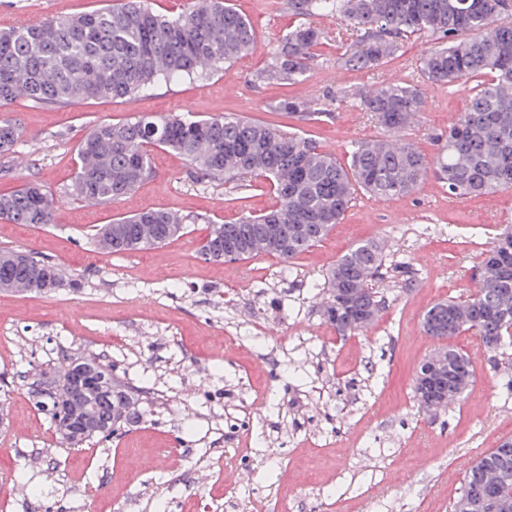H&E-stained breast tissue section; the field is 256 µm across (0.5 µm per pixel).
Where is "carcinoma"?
<instances>
[{
	"mask_svg": "<svg viewBox=\"0 0 512 512\" xmlns=\"http://www.w3.org/2000/svg\"><path fill=\"white\" fill-rule=\"evenodd\" d=\"M299 16L344 17L358 32L338 57L347 69L379 66L405 39L431 33L443 43L421 59L428 80L454 87L479 79L464 112L442 136L429 160L412 144L388 138L354 145L342 163L296 131L271 128L233 114L196 119L155 115L135 122L96 125L76 148V186L82 198L111 202L131 192L152 172L153 148L182 155L226 182L262 176L278 195L276 209L229 224H212L199 247L209 261L246 260L258 253L297 256L340 222L356 188L379 197L408 195L435 169L448 194L467 197L512 188V0H290ZM255 44L247 18L227 0H190L176 17L154 12L143 0L76 17L48 18L0 31V105L18 97L38 104L89 98H125L161 82L208 75L246 57ZM322 44L320 30L304 22L282 40L265 76L297 84L309 77ZM391 134L419 111L421 94L409 84H388L360 97ZM21 129L0 119V154L12 150ZM55 201L47 190L26 184L0 195V220L53 223ZM183 218L166 209L119 217L95 230L94 239L113 253L157 247L184 233ZM383 244L353 246L327 272L329 300L322 315L340 336L365 329L385 308L372 281L382 275ZM49 292L73 286L53 264L31 252L0 253V290ZM424 332L439 339L473 332L490 353L512 344V227L503 230L482 263V282L465 300L450 297L423 317ZM74 369L92 368L100 380L91 391L67 381L31 382L35 406L51 407L56 433L75 448L106 439L139 417L147 391L112 375L106 358L64 352ZM443 364L426 359L417 375L420 403L459 398L470 386V357L442 351ZM512 503V441L481 455L468 471L452 512H502Z\"/></svg>",
	"mask_w": 512,
	"mask_h": 512,
	"instance_id": "cac0c4a2",
	"label": "carcinoma"
}]
</instances>
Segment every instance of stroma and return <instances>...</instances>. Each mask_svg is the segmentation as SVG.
Returning a JSON list of instances; mask_svg holds the SVG:
<instances>
[{"label":"stroma","mask_w":512,"mask_h":512,"mask_svg":"<svg viewBox=\"0 0 512 512\" xmlns=\"http://www.w3.org/2000/svg\"><path fill=\"white\" fill-rule=\"evenodd\" d=\"M114 2L0 0V30ZM232 4L256 40L221 71L132 98H22L0 108L22 130L0 154V194L35 183L57 201L48 226L0 220V251L34 252L76 282L52 293H0V471L14 475L0 484V512H450L473 462L512 440V354L490 355L471 332L447 341L422 328L435 302L479 288L485 251L512 223V189L455 198L432 175L406 196L359 189L341 223L308 251L223 263L202 259L199 243L210 225L276 206L261 178L209 179L157 149L151 176L127 196L92 203L75 194V146L104 121L231 113L300 132L343 160L356 142L386 134L360 95L408 83L422 106L399 138L432 156L475 87L424 80L420 59L439 44L431 34L408 38L378 67H340L356 33L336 15L313 20L322 43L307 80L264 79L299 19L288 0ZM291 97L320 118L279 110ZM156 207L183 216L185 233L152 249L97 248L93 226ZM370 238L385 248L375 287L386 306L367 330L340 336L322 315L324 278ZM450 345L470 356L473 383L431 415L415 397L417 371ZM65 350L107 356L123 381L149 388L136 427L80 448L59 442L20 376L53 370ZM171 435L181 447H168Z\"/></svg>","instance_id":"35a3bbf8"}]
</instances>
